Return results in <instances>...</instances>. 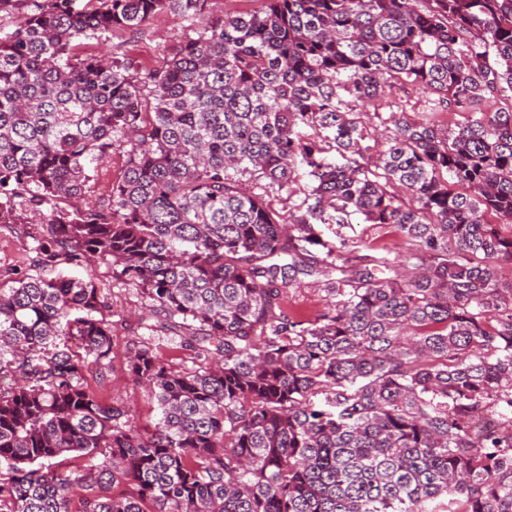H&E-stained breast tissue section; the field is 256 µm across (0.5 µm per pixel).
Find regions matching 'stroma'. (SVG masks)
<instances>
[{
    "label": "stroma",
    "mask_w": 512,
    "mask_h": 512,
    "mask_svg": "<svg viewBox=\"0 0 512 512\" xmlns=\"http://www.w3.org/2000/svg\"><path fill=\"white\" fill-rule=\"evenodd\" d=\"M194 34L193 26L181 16L161 12L140 29L123 32L109 40H85L78 53L86 56L116 50L133 65L153 70L164 66L176 48ZM433 105L430 97L394 89L379 99L368 113L365 120L367 144L371 145L373 151L382 149V142L376 141L373 134L391 126L392 113L403 112L407 117L419 121L429 117ZM355 230L362 253H386L402 259L411 249L409 242L392 229L359 223ZM42 232L43 227L39 224H17L12 229L0 231V266L33 268L35 255L31 251L32 239ZM88 268L93 271L110 305L114 347L111 366L103 370L89 369L87 381L104 400L129 408L136 430L143 433L151 431L158 417L157 404L146 388L134 383L126 369L129 350L143 339V330L136 321V315L146 307L147 300L140 287L118 279L109 266L97 258H90ZM331 301L332 297L321 281L307 280L284 288L280 296L283 310L298 320L310 319L322 313Z\"/></svg>",
    "instance_id": "stroma-1"
}]
</instances>
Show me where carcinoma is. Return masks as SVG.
<instances>
[{"mask_svg": "<svg viewBox=\"0 0 512 512\" xmlns=\"http://www.w3.org/2000/svg\"><path fill=\"white\" fill-rule=\"evenodd\" d=\"M205 2L0 0L24 10L0 30V228L47 227L42 273L0 287V512H512V237L491 227L512 220V0H267L160 70L75 53ZM406 85L471 119L399 117L374 159L365 108ZM299 179L286 216L247 186ZM357 219L413 242L418 274L317 229ZM90 255L147 295L145 330L218 357L134 348L148 435L85 376L111 365L109 305L55 267ZM300 276L333 296L314 320L280 306ZM126 153L123 150L112 152V156L101 163L95 172V184L92 193L93 201H104L108 198L112 185L119 182L124 174ZM154 336L152 342L159 356L169 363L176 370H195L199 367L201 360L193 358L191 351L183 349L180 339L170 331L159 332Z\"/></svg>", "mask_w": 512, "mask_h": 512, "instance_id": "cac0c4a2", "label": "carcinoma"}]
</instances>
